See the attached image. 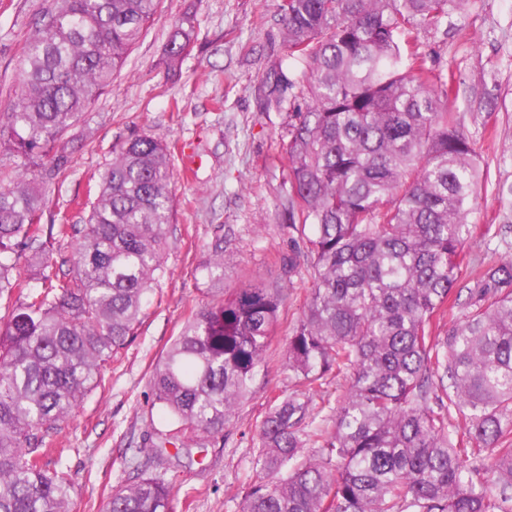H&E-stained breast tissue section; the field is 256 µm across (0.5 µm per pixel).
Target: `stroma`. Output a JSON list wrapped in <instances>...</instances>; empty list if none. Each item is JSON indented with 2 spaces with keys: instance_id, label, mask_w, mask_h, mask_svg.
<instances>
[{
  "instance_id": "obj_1",
  "label": "stroma",
  "mask_w": 512,
  "mask_h": 512,
  "mask_svg": "<svg viewBox=\"0 0 512 512\" xmlns=\"http://www.w3.org/2000/svg\"><path fill=\"white\" fill-rule=\"evenodd\" d=\"M51 0H0V109L23 88L21 59L33 24ZM281 0H163L159 14L115 75L110 91L79 117L67 142V166L52 185L44 223L81 224L90 191L117 146L137 135L173 144L175 217L168 228L165 274L141 316L137 335L102 368L104 384L84 399L55 438L75 475L72 512H100L127 483L144 442L168 425L150 377L188 318L211 297L204 267L216 236L224 238V291L254 285L286 295L251 394L232 424L204 449L166 448L151 473L174 486L173 512H240L253 480L257 429L274 399L297 390L286 365L288 337L309 296L306 234L288 228L291 196L286 145L291 112L269 93L288 70L279 22ZM193 14L195 47L172 71L158 67L172 29ZM403 53L423 55L446 75L455 112L489 167L471 221L472 254L505 251L501 225H512V0H471L451 25L419 32Z\"/></svg>"
}]
</instances>
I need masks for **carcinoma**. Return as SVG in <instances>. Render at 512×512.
<instances>
[{"label": "carcinoma", "instance_id": "obj_1", "mask_svg": "<svg viewBox=\"0 0 512 512\" xmlns=\"http://www.w3.org/2000/svg\"><path fill=\"white\" fill-rule=\"evenodd\" d=\"M470 0H284L288 58L308 65L301 110L280 80L288 124L289 228L310 225L311 286L286 361L310 390L349 378L335 426L305 430L296 392L261 422L259 477L241 512H512V253L465 261L487 172L448 111L447 81L403 37L439 28ZM161 0H53L24 48L23 91L0 111V512H70L73 477L50 465L56 426L103 382L102 366L132 341L165 273L174 219L170 147L141 135L115 150L84 224H42L48 187L29 168L62 172L64 139L112 86ZM188 17L168 62L190 54ZM77 241L73 273H15L20 249L49 266L40 241ZM223 238L205 265L212 299L154 367L162 444L204 448L251 392L284 294L224 296ZM468 299L444 335L464 270ZM316 453L305 456L307 441ZM102 512H171L173 485L148 472Z\"/></svg>", "mask_w": 512, "mask_h": 512}]
</instances>
